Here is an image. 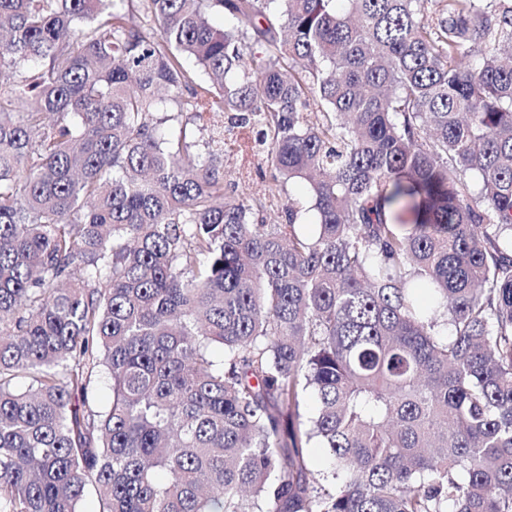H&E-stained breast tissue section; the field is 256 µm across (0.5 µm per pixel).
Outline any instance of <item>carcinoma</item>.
<instances>
[{
	"mask_svg": "<svg viewBox=\"0 0 512 512\" xmlns=\"http://www.w3.org/2000/svg\"><path fill=\"white\" fill-rule=\"evenodd\" d=\"M420 2L0 0V512H512V0ZM245 166H249L247 170L243 169ZM222 170L226 189L247 199L260 193L265 184L271 182V166L261 155L259 158H247L241 153L227 151ZM288 197L292 200L307 201L308 196L304 187L300 184L287 185L286 190L280 197L267 204V211L264 213V219L267 224L285 223V211L288 208Z\"/></svg>",
	"mask_w": 512,
	"mask_h": 512,
	"instance_id": "cac0c4a2",
	"label": "carcinoma"
}]
</instances>
